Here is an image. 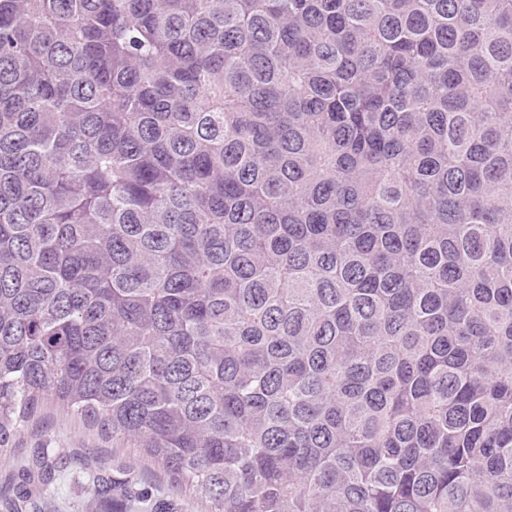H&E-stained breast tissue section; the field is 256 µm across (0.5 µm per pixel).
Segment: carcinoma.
<instances>
[{"label": "carcinoma", "mask_w": 512, "mask_h": 512, "mask_svg": "<svg viewBox=\"0 0 512 512\" xmlns=\"http://www.w3.org/2000/svg\"><path fill=\"white\" fill-rule=\"evenodd\" d=\"M49 398L215 512H512V0H0V455Z\"/></svg>", "instance_id": "cac0c4a2"}]
</instances>
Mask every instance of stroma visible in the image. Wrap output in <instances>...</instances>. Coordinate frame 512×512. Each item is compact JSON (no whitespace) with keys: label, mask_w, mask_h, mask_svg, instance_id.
I'll list each match as a JSON object with an SVG mask.
<instances>
[{"label":"stroma","mask_w":512,"mask_h":512,"mask_svg":"<svg viewBox=\"0 0 512 512\" xmlns=\"http://www.w3.org/2000/svg\"><path fill=\"white\" fill-rule=\"evenodd\" d=\"M10 453L0 456V512H209L189 492L172 489L162 466L141 449L101 436L66 406L45 401L15 433ZM57 451L52 482L30 487L26 501H17L10 475L26 466L38 449ZM91 462L103 476L129 479L128 489L92 493L81 461Z\"/></svg>","instance_id":"1"}]
</instances>
